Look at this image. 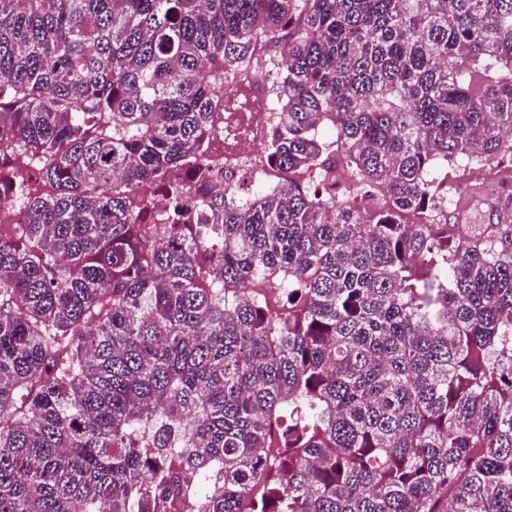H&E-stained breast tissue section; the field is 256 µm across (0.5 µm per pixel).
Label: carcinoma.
<instances>
[{"label":"carcinoma","mask_w":512,"mask_h":512,"mask_svg":"<svg viewBox=\"0 0 512 512\" xmlns=\"http://www.w3.org/2000/svg\"><path fill=\"white\" fill-rule=\"evenodd\" d=\"M460 158L512 165V0H0V512H512V221L427 220ZM265 46L270 79L268 80V72L263 67V58L259 54L262 62L255 66L254 70H246L233 80L224 82V112L232 110L244 120L237 123L229 120L224 113V128L210 143V159L218 166L224 167L225 175H234L235 178L241 174H248L254 180L258 172L268 174L260 153L272 135V113L277 107L275 88L283 64L279 48L270 42ZM268 81L273 101L266 87ZM250 178L241 179L242 185L236 190L238 201L250 198L272 182L270 179L259 184Z\"/></svg>","instance_id":"1"}]
</instances>
